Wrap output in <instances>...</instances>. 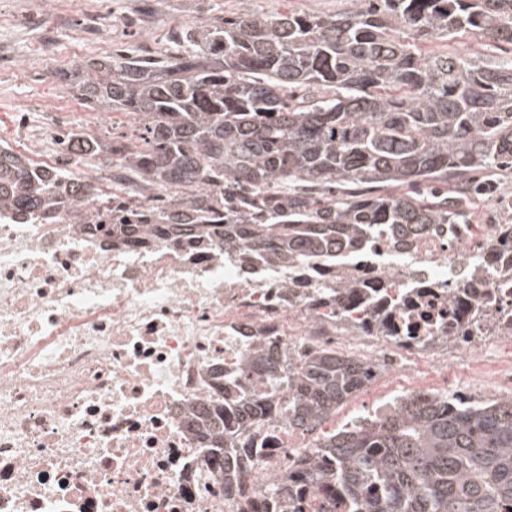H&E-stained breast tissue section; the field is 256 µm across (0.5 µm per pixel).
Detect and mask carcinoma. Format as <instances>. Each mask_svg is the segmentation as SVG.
Here are the masks:
<instances>
[{"label":"carcinoma","mask_w":512,"mask_h":512,"mask_svg":"<svg viewBox=\"0 0 512 512\" xmlns=\"http://www.w3.org/2000/svg\"><path fill=\"white\" fill-rule=\"evenodd\" d=\"M251 2L182 25L180 55L89 58L63 74L87 107L138 125L110 144L68 133L57 167L1 145L0 215L27 224L64 211L82 223L100 193L68 167L107 153L124 203L112 225L131 244L217 237L226 252L290 264L379 241L407 254L424 230L471 223V201L512 169V0H353L333 15H267ZM470 35L492 58L428 48L433 36ZM144 187L161 191L147 208ZM339 288L353 295L357 283L314 285L315 315L342 320ZM371 327L399 336L379 311L351 321ZM372 375L329 346L269 365L262 393L206 418L213 462L235 481L273 411L312 431ZM318 447L299 483L337 480L358 512H512V397L397 396L390 414L351 421ZM268 501L282 509L288 486H270Z\"/></svg>","instance_id":"carcinoma-1"}]
</instances>
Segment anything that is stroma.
Instances as JSON below:
<instances>
[{"instance_id": "stroma-1", "label": "stroma", "mask_w": 512, "mask_h": 512, "mask_svg": "<svg viewBox=\"0 0 512 512\" xmlns=\"http://www.w3.org/2000/svg\"><path fill=\"white\" fill-rule=\"evenodd\" d=\"M241 0H0V144L41 161L58 149L42 129L78 132L110 142L130 135L129 116L87 109L58 81L60 71L88 56L161 57L175 50L172 30L235 15ZM481 364L460 357L448 365L457 392L475 400L487 390L512 340L490 336ZM410 377H380L340 404L320 427L327 433L397 394Z\"/></svg>"}]
</instances>
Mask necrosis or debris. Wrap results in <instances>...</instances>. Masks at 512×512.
Here are the masks:
<instances>
[{
	"mask_svg": "<svg viewBox=\"0 0 512 512\" xmlns=\"http://www.w3.org/2000/svg\"><path fill=\"white\" fill-rule=\"evenodd\" d=\"M112 207L85 209L81 226L65 213L0 223V512H242L244 499H264L298 457L318 455L308 433L284 415L262 423L263 449L227 484L201 419L260 389L256 350L278 362L344 344L308 313L320 272L386 285L367 309L390 311L404 334L450 336L476 364L486 344L463 324L512 307V251L494 224L423 235L405 257L379 246L285 269L258 256L246 276L218 240L113 245ZM467 257L477 272L455 280ZM288 505L350 512L331 482L291 492Z\"/></svg>",
	"mask_w": 512,
	"mask_h": 512,
	"instance_id": "1",
	"label": "necrosis or debris"
}]
</instances>
